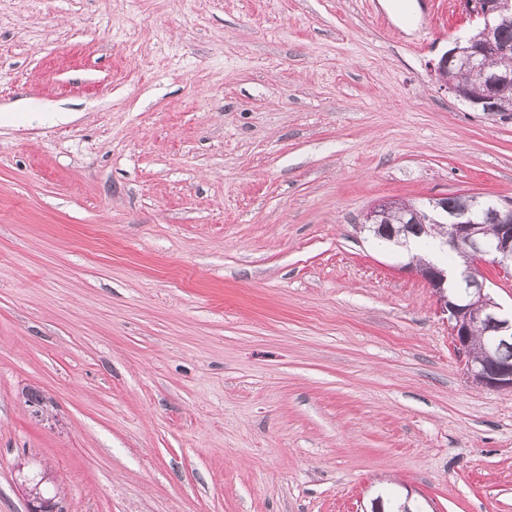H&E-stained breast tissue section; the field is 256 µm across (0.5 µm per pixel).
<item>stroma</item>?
<instances>
[{"label": "stroma", "mask_w": 512, "mask_h": 512, "mask_svg": "<svg viewBox=\"0 0 512 512\" xmlns=\"http://www.w3.org/2000/svg\"><path fill=\"white\" fill-rule=\"evenodd\" d=\"M458 0H0V512H512L471 382L366 212L512 199L441 87Z\"/></svg>", "instance_id": "stroma-1"}]
</instances>
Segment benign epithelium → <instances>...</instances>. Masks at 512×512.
<instances>
[{
	"label": "benign epithelium",
	"instance_id": "7a95c632",
	"mask_svg": "<svg viewBox=\"0 0 512 512\" xmlns=\"http://www.w3.org/2000/svg\"><path fill=\"white\" fill-rule=\"evenodd\" d=\"M463 8L474 22L476 36L457 39L454 46L438 61L435 71L442 85L457 99L463 100L476 111L488 106L490 100L472 95L463 83L451 76L457 62L483 56L485 67L493 70L494 82L507 83L509 74L494 71L498 54L490 47L503 21L512 17V0H463ZM480 197L463 195V204L450 210L443 201H433L431 206L437 215L428 217L431 230L440 232L436 236L441 250H461L469 255L468 266L454 272L458 287L464 289L465 297L459 299L445 288L448 271L433 265L421 272V276L433 289L441 310L448 314V324L456 348L465 356L467 375L471 381L492 391L512 390V316L503 313L487 285V279L478 270L479 264L490 261L499 271H512V200H501L494 209L496 237L485 239L486 225L477 209ZM396 206L389 202L370 210L364 224L376 228L385 237L393 239L406 232V225L398 227L380 223L383 212ZM479 325L492 328L495 336L484 352V363L474 365L470 360V343L474 329Z\"/></svg>",
	"mask_w": 512,
	"mask_h": 512
}]
</instances>
